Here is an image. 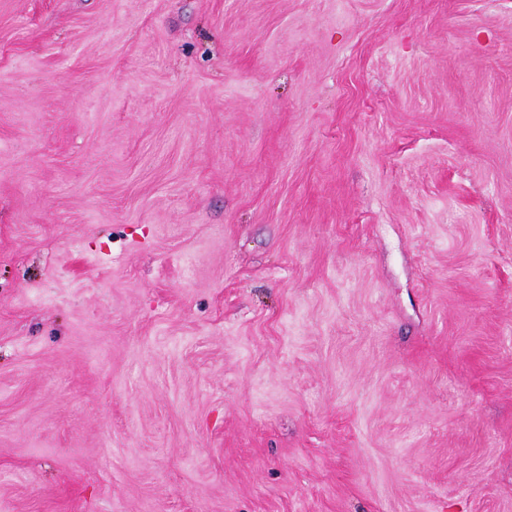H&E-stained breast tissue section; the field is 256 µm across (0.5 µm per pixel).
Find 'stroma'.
Masks as SVG:
<instances>
[{
    "label": "stroma",
    "mask_w": 512,
    "mask_h": 512,
    "mask_svg": "<svg viewBox=\"0 0 512 512\" xmlns=\"http://www.w3.org/2000/svg\"><path fill=\"white\" fill-rule=\"evenodd\" d=\"M0 512H512V0H0Z\"/></svg>",
    "instance_id": "stroma-1"
}]
</instances>
